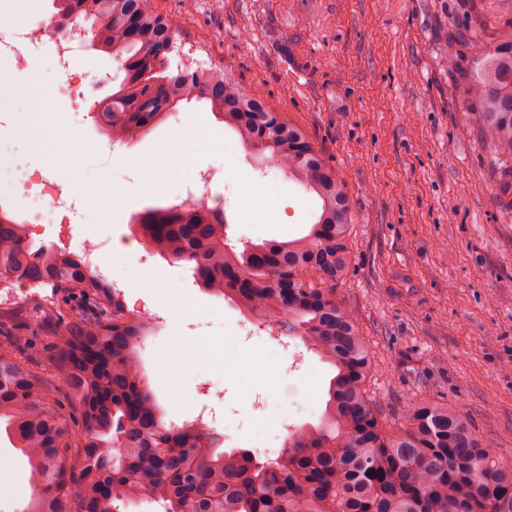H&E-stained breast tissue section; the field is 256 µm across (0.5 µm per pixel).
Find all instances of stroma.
I'll use <instances>...</instances> for the list:
<instances>
[{"mask_svg":"<svg viewBox=\"0 0 512 512\" xmlns=\"http://www.w3.org/2000/svg\"><path fill=\"white\" fill-rule=\"evenodd\" d=\"M181 24L172 64L223 68L302 127L345 185L352 224L350 268L336 299L372 350L369 395L385 422L423 401L459 412L512 461V211L497 193L500 171L465 100L471 62L454 35L512 18V0H155ZM96 98L53 113L41 147L0 133L11 175L23 180L67 152L72 139L93 154L69 160L73 247L101 246V266L121 282L129 308L167 317L140 349L143 379L167 421L201 408L219 418L224 450L276 458L289 429L316 426L331 365L313 351L302 363L277 356L267 332L245 340L248 314L208 294L188 267L135 247L112 249L134 216L177 203L190 174L213 176L236 244L301 235L315 203L275 166L255 158L201 105L179 106L137 142L110 145L96 127L95 99L112 92L118 64L73 58ZM190 151L181 158L171 148ZM125 193L86 215L94 189ZM263 351L275 365L262 378L245 369ZM29 461L0 435V512H22Z\"/></svg>","mask_w":512,"mask_h":512,"instance_id":"obj_1","label":"stroma"}]
</instances>
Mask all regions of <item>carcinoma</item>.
I'll return each mask as SVG.
<instances>
[{
  "mask_svg": "<svg viewBox=\"0 0 512 512\" xmlns=\"http://www.w3.org/2000/svg\"><path fill=\"white\" fill-rule=\"evenodd\" d=\"M53 19L90 36L88 48L119 63L117 88L95 104L112 142L129 144L177 106L206 101L243 147L313 194L308 233L237 246L224 211L198 199L147 211L134 232L155 253L185 264L206 291L235 299L299 338L336 368L318 427L291 431L288 449L259 461L218 451L224 436L200 422L177 426L143 382L137 347L149 318L130 316L65 247L38 245L0 212V281L35 289L40 323L52 326L50 359L70 397L65 414L36 371L17 329L0 335V428L32 464L23 512H121L156 501L164 512H512V462L451 408L423 402L388 429L367 395L373 370L366 337L336 300L350 266L352 214L336 168L308 134L220 68L177 69L181 29L149 0H53ZM468 83L473 120L506 169L512 195V21L474 41ZM77 296L66 317L54 297Z\"/></svg>",
  "mask_w": 512,
  "mask_h": 512,
  "instance_id": "obj_1",
  "label": "carcinoma"
}]
</instances>
